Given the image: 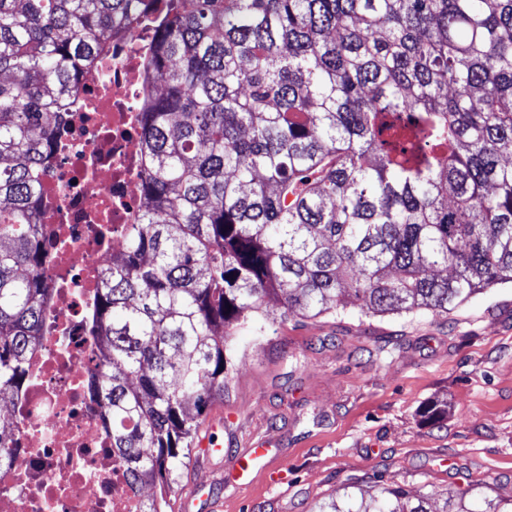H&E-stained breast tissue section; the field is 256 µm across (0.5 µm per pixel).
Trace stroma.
<instances>
[{
	"label": "stroma",
	"instance_id": "35a3bbf8",
	"mask_svg": "<svg viewBox=\"0 0 512 512\" xmlns=\"http://www.w3.org/2000/svg\"><path fill=\"white\" fill-rule=\"evenodd\" d=\"M223 397V455L193 450L171 496L193 512H312L369 490L385 472L410 496L441 506L448 490L481 485L512 496V287L493 288L445 316L348 309L237 330ZM444 403L438 424L425 406ZM268 455L239 486L232 461L255 443Z\"/></svg>",
	"mask_w": 512,
	"mask_h": 512
}]
</instances>
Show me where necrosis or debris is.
<instances>
[{
    "instance_id": "4bbe7bcc",
    "label": "necrosis or debris",
    "mask_w": 512,
    "mask_h": 512,
    "mask_svg": "<svg viewBox=\"0 0 512 512\" xmlns=\"http://www.w3.org/2000/svg\"><path fill=\"white\" fill-rule=\"evenodd\" d=\"M153 33L147 17L109 42L66 106L64 131L39 172L49 322L13 404L18 430L0 467V512H139V492L87 388L97 361L85 310L143 207L140 136L151 91L143 58Z\"/></svg>"
}]
</instances>
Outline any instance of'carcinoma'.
I'll return each mask as SVG.
<instances>
[{
	"label": "carcinoma",
	"instance_id": "cac0c4a2",
	"mask_svg": "<svg viewBox=\"0 0 512 512\" xmlns=\"http://www.w3.org/2000/svg\"><path fill=\"white\" fill-rule=\"evenodd\" d=\"M150 2L0 0V401L48 319L56 113ZM145 72L144 207L91 302V387L130 483L156 488L141 512H167L227 338L269 304L443 315L512 285V0H182ZM16 431L0 425V462ZM376 483L315 512H512Z\"/></svg>",
	"mask_w": 512,
	"mask_h": 512
}]
</instances>
